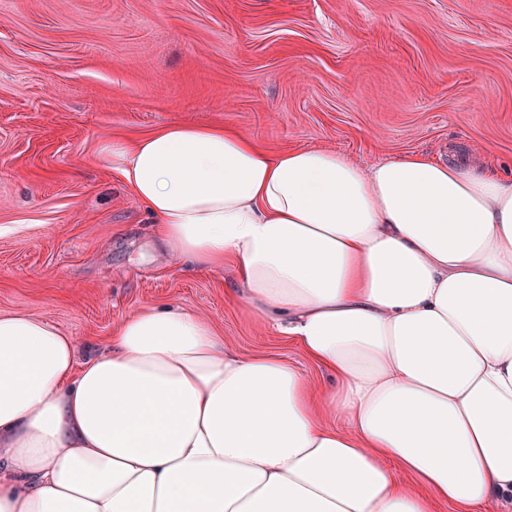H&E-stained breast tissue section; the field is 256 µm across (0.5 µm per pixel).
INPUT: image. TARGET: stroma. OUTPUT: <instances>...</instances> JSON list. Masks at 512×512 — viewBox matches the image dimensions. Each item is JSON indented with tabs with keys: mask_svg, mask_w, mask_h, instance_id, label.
I'll return each mask as SVG.
<instances>
[{
	"mask_svg": "<svg viewBox=\"0 0 512 512\" xmlns=\"http://www.w3.org/2000/svg\"><path fill=\"white\" fill-rule=\"evenodd\" d=\"M174 121L369 167L410 151L512 177V0H0V312L104 349L142 307L332 380L173 259L104 154Z\"/></svg>",
	"mask_w": 512,
	"mask_h": 512,
	"instance_id": "obj_1",
	"label": "stroma"
}]
</instances>
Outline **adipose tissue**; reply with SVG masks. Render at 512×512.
Wrapping results in <instances>:
<instances>
[{
	"label": "adipose tissue",
	"instance_id": "adipose-tissue-1",
	"mask_svg": "<svg viewBox=\"0 0 512 512\" xmlns=\"http://www.w3.org/2000/svg\"><path fill=\"white\" fill-rule=\"evenodd\" d=\"M106 152L168 252L229 266L336 385L186 310L142 308L84 361L0 313V512L512 507V178L180 122Z\"/></svg>",
	"mask_w": 512,
	"mask_h": 512
}]
</instances>
